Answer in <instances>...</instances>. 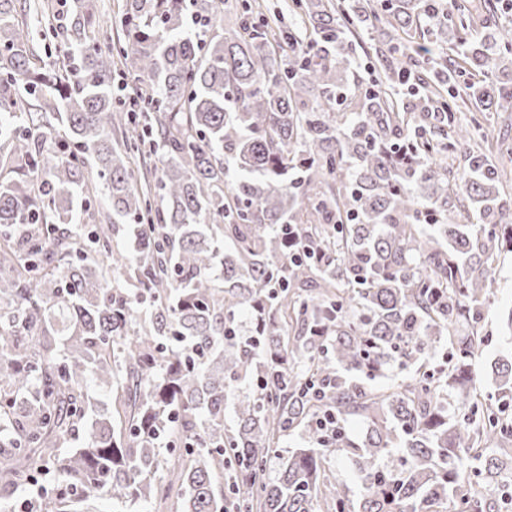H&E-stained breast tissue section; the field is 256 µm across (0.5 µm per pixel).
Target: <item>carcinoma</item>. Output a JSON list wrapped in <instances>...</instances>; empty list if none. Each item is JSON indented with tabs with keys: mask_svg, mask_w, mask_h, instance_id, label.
<instances>
[{
	"mask_svg": "<svg viewBox=\"0 0 512 512\" xmlns=\"http://www.w3.org/2000/svg\"><path fill=\"white\" fill-rule=\"evenodd\" d=\"M293 5L307 44L284 55V31L245 12L224 29L229 0H192L203 26L191 30L185 0H123L117 55L139 92L119 97L93 0H74L61 27L40 7V36L67 57L55 70L16 0H0L4 505L43 467L53 486L36 512L175 494V512H228L230 496L239 512L506 508L512 355L491 366L494 402L471 361L501 255L492 239L512 252V204L498 165L471 150L480 127L456 113L464 98L512 105V84L487 77L490 54L512 55V28L475 36L469 0H382L373 18L396 44L379 55L388 87L370 93L348 83L368 10ZM405 70L419 82L406 104ZM462 150L459 172L446 160ZM101 189L111 213L78 219L77 197ZM121 232L132 251L112 248ZM394 371L401 381L375 386ZM326 408L333 437L315 423ZM86 428L84 445L58 452ZM295 428L305 446L279 455L270 482L267 461ZM179 443L188 457L171 454L155 482L161 449ZM339 456L361 479L356 499L326 475ZM226 462L225 494L214 471Z\"/></svg>",
	"mask_w": 512,
	"mask_h": 512,
	"instance_id": "cac0c4a2",
	"label": "carcinoma"
}]
</instances>
